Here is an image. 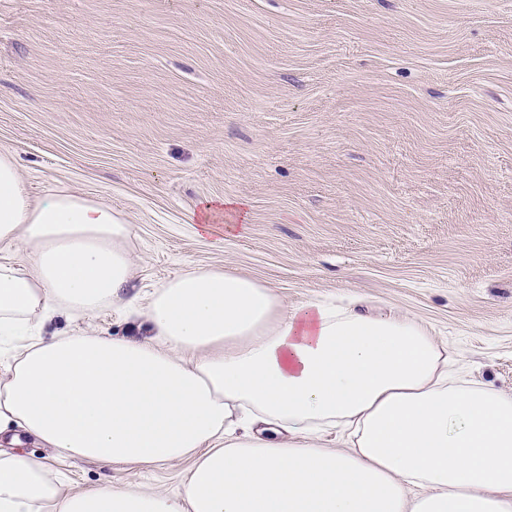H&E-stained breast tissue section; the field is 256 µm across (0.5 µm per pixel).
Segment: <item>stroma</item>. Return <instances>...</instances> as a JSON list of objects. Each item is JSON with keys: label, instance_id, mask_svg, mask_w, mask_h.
Segmentation results:
<instances>
[{"label": "stroma", "instance_id": "stroma-1", "mask_svg": "<svg viewBox=\"0 0 512 512\" xmlns=\"http://www.w3.org/2000/svg\"><path fill=\"white\" fill-rule=\"evenodd\" d=\"M0 153L32 199L130 219L127 297L206 267L288 308L364 300L512 392V0H0ZM224 198L242 211L197 236ZM88 329L126 314L41 336ZM18 450L71 489L174 491L189 467Z\"/></svg>", "mask_w": 512, "mask_h": 512}]
</instances>
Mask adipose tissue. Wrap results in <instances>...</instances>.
I'll return each instance as SVG.
<instances>
[{"mask_svg": "<svg viewBox=\"0 0 512 512\" xmlns=\"http://www.w3.org/2000/svg\"><path fill=\"white\" fill-rule=\"evenodd\" d=\"M133 226L0 153V336L123 302ZM146 339L37 340L0 374V431L101 465L189 461L177 492L65 490L0 450V512H512V394L466 379L429 328L318 300L287 309L218 269L150 294ZM339 430L343 448L317 432Z\"/></svg>", "mask_w": 512, "mask_h": 512, "instance_id": "1", "label": "adipose tissue"}]
</instances>
